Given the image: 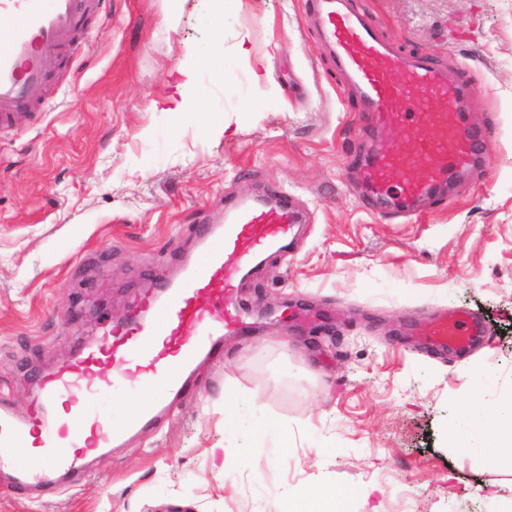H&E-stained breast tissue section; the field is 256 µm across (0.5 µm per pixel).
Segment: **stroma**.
<instances>
[{"label":"stroma","mask_w":512,"mask_h":512,"mask_svg":"<svg viewBox=\"0 0 512 512\" xmlns=\"http://www.w3.org/2000/svg\"><path fill=\"white\" fill-rule=\"evenodd\" d=\"M351 4L383 41L473 88L480 157L419 218L355 186L372 133L307 0H237L223 68L198 75L206 108L179 117L152 104L210 38L213 0H182L171 27L162 0H100L34 92L50 108L0 129V382L21 414L36 376L124 319L228 200L285 191L309 217L292 254L237 289L287 324L225 337L151 432L60 478V494L0 484V512H280L301 489L345 495L347 512H495L512 495V471L450 439L468 403L512 393V0ZM458 308L483 329L470 347L407 336ZM231 401L270 425L233 427Z\"/></svg>","instance_id":"stroma-1"}]
</instances>
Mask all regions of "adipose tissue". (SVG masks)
Segmentation results:
<instances>
[{
    "label": "adipose tissue",
    "mask_w": 512,
    "mask_h": 512,
    "mask_svg": "<svg viewBox=\"0 0 512 512\" xmlns=\"http://www.w3.org/2000/svg\"><path fill=\"white\" fill-rule=\"evenodd\" d=\"M216 2L215 11L206 18L212 36L198 48L193 62L181 69L179 80L164 102V111L181 115L202 109L198 70L204 64H223L224 42L217 33L223 27L225 10L235 4V0ZM455 443L464 451L481 449L485 464L491 468H512V394L491 410L473 405L466 407L461 413Z\"/></svg>",
    "instance_id": "1"
}]
</instances>
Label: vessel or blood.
Listing matches in <instances>:
<instances>
[{"mask_svg":"<svg viewBox=\"0 0 512 512\" xmlns=\"http://www.w3.org/2000/svg\"><path fill=\"white\" fill-rule=\"evenodd\" d=\"M94 0H0V122L33 110L32 87L46 84L60 52L73 38ZM316 26L340 67L360 91L365 123L402 128V140L373 157L366 178L377 190L406 200L432 193L449 166L475 159L476 130L464 124L459 100L465 83L420 56L383 43L346 0H313ZM301 218L281 200L236 210L221 224H200L194 249L167 278L151 286L120 323H103L97 338L79 345L71 360L35 387L31 417L16 416L0 402V464L9 463L15 488L55 482L48 470L79 474L93 453L147 431L168 410L169 398L193 387L199 363L218 359L227 332L241 329L234 290L271 251L286 253ZM478 331L474 315L443 313L424 343L462 347ZM144 392L163 385L167 398L145 401L123 425L109 427L99 395L126 384Z\"/></svg>","mask_w":512,"mask_h":512,"instance_id":"vessel-or-blood-1","label":"vessel or blood"}]
</instances>
